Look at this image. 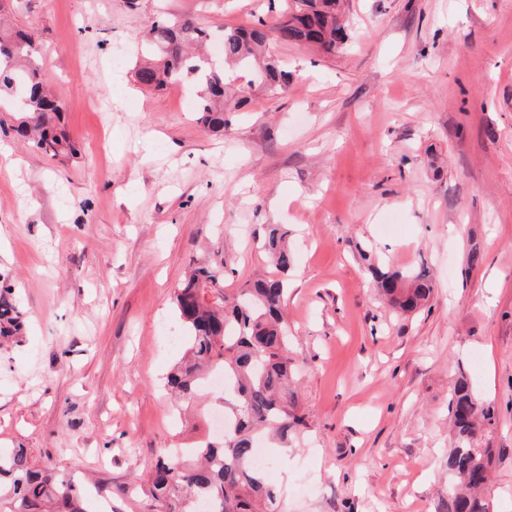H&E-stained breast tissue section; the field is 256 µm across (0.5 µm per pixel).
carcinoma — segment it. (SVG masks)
Here are the masks:
<instances>
[{"label": "carcinoma", "instance_id": "1", "mask_svg": "<svg viewBox=\"0 0 512 512\" xmlns=\"http://www.w3.org/2000/svg\"><path fill=\"white\" fill-rule=\"evenodd\" d=\"M294 14L271 25L260 20L222 32L223 57L211 62L200 52L209 29L193 20L161 16L143 38L150 60L135 73L137 83L162 90L177 81L197 88V123L215 134L229 124L226 101L247 85L259 83L271 92L288 86L292 76L269 55L277 42L308 43L325 54L336 50L343 26L339 0H298ZM40 51L32 35L21 30L0 31V111L16 114L10 130L33 148L53 157L75 156L78 148L58 130L63 108L45 88L38 68ZM262 251L276 274L224 289L226 260L222 255L194 264L175 290V311L184 330L185 353L166 376L165 387L183 402L200 393L201 372L224 371V415L230 427L219 444L208 442L196 451L198 465L189 464L163 448L150 474L151 497L168 512H197L200 500L212 512H279L277 492L254 465L260 436L282 445L309 428L298 411L290 382L294 366L288 358V325L283 306L294 252L288 230L267 227ZM376 286L390 306L403 312L423 307L433 291L424 265L383 272L368 266ZM22 313L10 288L0 289V337L19 336ZM448 413L455 446L446 465L448 493L437 512H490L485 489L494 450L482 438L495 421L494 405L478 398L465 375L450 393ZM14 502V512H45L48 502L58 512H88L84 493L71 480L50 470L28 467L22 450L0 453V495Z\"/></svg>", "mask_w": 512, "mask_h": 512}]
</instances>
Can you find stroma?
Instances as JSON below:
<instances>
[{"label": "stroma", "mask_w": 512, "mask_h": 512, "mask_svg": "<svg viewBox=\"0 0 512 512\" xmlns=\"http://www.w3.org/2000/svg\"><path fill=\"white\" fill-rule=\"evenodd\" d=\"M293 2L0 0L79 149L0 132V281L25 323L0 348V451L87 483L89 512H160L141 490L159 450L220 438L214 396L164 387L183 353L174 292L223 252L225 287L260 278L265 227L284 224L309 429L262 447L283 512H435L463 373L497 408L488 499L512 512V0H341L344 44L273 45L298 80L246 89L220 135L196 124L195 91L136 83L157 17L218 32ZM423 261L430 301L393 312L368 264Z\"/></svg>", "instance_id": "stroma-1"}]
</instances>
